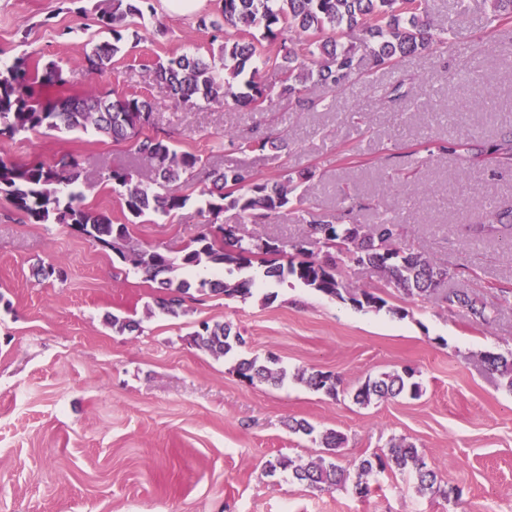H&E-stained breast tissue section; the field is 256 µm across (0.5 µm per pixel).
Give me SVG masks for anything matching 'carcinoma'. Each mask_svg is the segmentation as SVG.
<instances>
[{"mask_svg": "<svg viewBox=\"0 0 512 512\" xmlns=\"http://www.w3.org/2000/svg\"><path fill=\"white\" fill-rule=\"evenodd\" d=\"M106 2L108 7L101 9L98 24L112 35V41L85 52L80 65L91 74L106 72L112 58L121 52L128 39L127 18L142 19L146 9L154 12L150 0ZM221 15V22L208 14L197 18L198 28L212 31L218 55L207 60L185 53L150 67L154 81L166 87L173 102L192 106L202 101L231 100L238 106L258 110L276 97L306 109L314 105L307 97L310 90L339 89L360 73L362 47L370 49L373 67L377 69H392L398 59L435 46L448 47L447 38L431 32L425 0H221ZM256 29L262 30L261 36H256ZM295 34L301 40L297 51L288 47ZM265 42L280 46L273 60L279 78L272 84L260 78V67L268 64L263 57ZM67 83L64 69L54 62L33 68L22 57L1 69L0 136L45 127L94 130L115 141L127 140L149 165V176L134 183L125 169L114 168L108 172L107 180L120 189L132 220L152 213L167 216L183 208L187 197L171 189V185L194 179L202 161L194 153L175 149L167 137L147 132L157 103L136 92L119 95L99 86L55 100L43 101L37 96L39 86L63 88ZM231 145L243 152L257 146L288 147L286 141L270 137L233 140ZM438 150L463 153L473 160L492 157L508 162L512 160V124L502 129L488 146L448 141L440 144ZM81 175V164L72 154L53 164H17L0 158V195L33 224H65L116 251L123 261L158 281L162 293L156 305L168 314H178L185 299L195 292L208 290L242 299L253 296L254 279L244 273L253 269L256 262L263 267V276L276 284L291 278L331 298L349 301L358 309L379 312L386 308V301L375 292L350 288L337 272L336 263L318 259L324 249L344 255L354 265L379 270L387 284L412 299H431L448 280V269L404 244L400 225L386 214L378 215L373 224H346L344 220L352 212L349 208L337 214L334 221L314 220L307 225L304 235L291 244L289 252L260 238L244 241L231 226L220 225L217 231H212V224L226 209L257 222L279 215L293 202L298 183L290 174L269 181L241 167L206 174L213 189L201 191L199 213L205 217L203 230L190 239L180 255L171 256L157 249L124 251L117 244L126 241L128 225L114 224L108 216L84 206L77 190ZM471 230L476 235L495 231L512 236V206L493 208L489 211V223L474 224ZM203 262L222 266L224 280L202 279L196 283L168 277L180 267L193 268ZM445 300L458 304L475 318L489 319L487 304L466 293L449 292ZM388 312L394 314L396 310L390 308ZM107 322L118 333L139 328V321L131 317L112 314ZM193 340L200 349L216 357L233 355L246 344L244 336L229 322H202L193 332ZM485 364L511 392L512 355L489 353ZM236 370L251 384L277 385L288 376L273 355L262 362L256 357L242 359ZM415 376L416 370L405 366L369 377L356 387L353 400L368 406L404 394L418 398L423 389ZM296 378L332 398L340 392L341 380L331 373L301 371ZM320 439L331 456L345 443L344 435L332 429L324 431ZM267 468L271 473L289 470L294 478L318 491L346 483L351 474L324 457L301 463L277 456L267 462ZM386 468L411 473L420 494L438 495L448 501L460 498L459 489L448 495V485L441 483L416 444L405 438L391 444L387 453L376 456V460L365 458L354 465L356 494L367 497L368 477L374 470Z\"/></svg>", "mask_w": 512, "mask_h": 512, "instance_id": "1", "label": "carcinoma"}]
</instances>
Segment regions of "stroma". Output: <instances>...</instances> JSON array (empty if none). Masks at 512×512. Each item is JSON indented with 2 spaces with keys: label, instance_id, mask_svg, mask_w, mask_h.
<instances>
[{
  "label": "stroma",
  "instance_id": "stroma-1",
  "mask_svg": "<svg viewBox=\"0 0 512 512\" xmlns=\"http://www.w3.org/2000/svg\"><path fill=\"white\" fill-rule=\"evenodd\" d=\"M103 0H0V66L25 57L71 72L68 89L88 88L79 65L91 45L108 41L97 16ZM155 19L137 27L100 85L156 101L154 129L206 169L245 167L259 178L310 173L301 201L261 223L220 214L240 238L279 246L300 238L310 221L334 215L343 197L357 204L350 221L375 212L396 217L403 240L449 272L447 289L493 305L490 321L444 300H412L386 287L373 268L344 261L353 288L381 296L387 310L350 302L288 281L276 299L218 293L187 301L184 312L154 311L157 282L118 255L62 224H32L0 196V512H512V393L485 367L486 354L512 351V244L474 235L471 225L512 204V167L470 163L438 143L494 140L512 124V21L490 22V0H428L434 28L447 29L444 56L402 59L390 71L363 66L316 110L273 99L264 110L166 105L167 90L148 67L174 54L209 55L210 32L195 15L155 0ZM401 85L409 110L390 101ZM260 129L288 139V150L242 152L229 142ZM79 156L84 203L113 223L125 221L121 196L106 176L122 167L133 181L148 168L128 143L93 132L42 128L0 139V157L52 163ZM201 180L179 184L186 206L170 218H142L130 247L176 253L198 232ZM54 266L60 276L35 274ZM110 313H128L139 330L118 334ZM202 321L232 322L246 339L239 358L278 356L289 371L340 375L347 394L332 399L286 381L251 385L235 361L200 350L191 334ZM409 365L423 394L363 407L350 394L367 376ZM310 422L311 436L289 419ZM346 442L339 462L414 441L459 501L416 493L411 476L373 474L372 493L349 487L317 491L291 472L268 473L277 455L323 456L320 432Z\"/></svg>",
  "mask_w": 512,
  "mask_h": 512
}]
</instances>
